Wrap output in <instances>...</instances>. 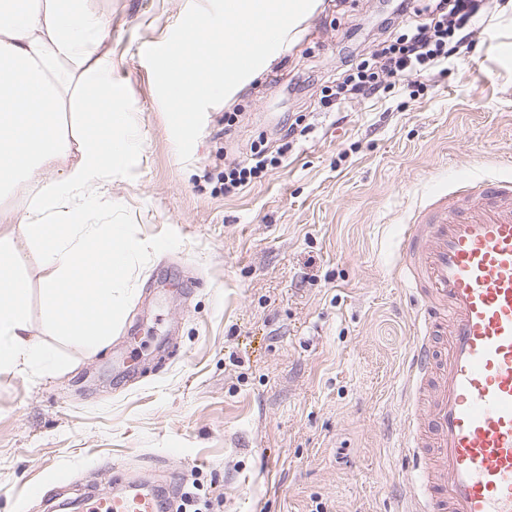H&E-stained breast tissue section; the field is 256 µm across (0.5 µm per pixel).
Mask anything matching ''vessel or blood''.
<instances>
[{"label":"vessel or blood","instance_id":"obj_1","mask_svg":"<svg viewBox=\"0 0 512 512\" xmlns=\"http://www.w3.org/2000/svg\"><path fill=\"white\" fill-rule=\"evenodd\" d=\"M421 300L402 445L414 512H512V176L463 174L403 239ZM87 512H160L155 493L91 494Z\"/></svg>","mask_w":512,"mask_h":512}]
</instances>
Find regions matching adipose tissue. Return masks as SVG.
<instances>
[{"label": "adipose tissue", "instance_id": "1", "mask_svg": "<svg viewBox=\"0 0 512 512\" xmlns=\"http://www.w3.org/2000/svg\"><path fill=\"white\" fill-rule=\"evenodd\" d=\"M107 37L87 0H0V196L31 187L17 233L0 236V372L56 367L31 336L17 238L52 272L41 293L46 330L89 352L120 316L141 255L124 225L89 221L101 183L142 148L135 114L114 92ZM55 216L61 224L47 226Z\"/></svg>", "mask_w": 512, "mask_h": 512}]
</instances>
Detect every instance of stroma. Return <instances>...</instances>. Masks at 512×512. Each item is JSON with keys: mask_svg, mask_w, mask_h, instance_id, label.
Wrapping results in <instances>:
<instances>
[{"mask_svg": "<svg viewBox=\"0 0 512 512\" xmlns=\"http://www.w3.org/2000/svg\"><path fill=\"white\" fill-rule=\"evenodd\" d=\"M489 0L472 42L411 96L320 102L324 82L371 52L393 0H314L282 48L208 109L181 161L146 47L192 0H89L107 23L113 77L143 148L99 189L100 224L128 225L144 257L103 349L48 335L44 269L20 244L33 337L57 366L0 374V512H48L58 492L163 478L172 504L209 512H402L416 473L398 446L415 302L395 275L416 206L465 171L512 173V16ZM234 114L232 133L224 116ZM309 132L234 194L216 151Z\"/></svg>", "mask_w": 512, "mask_h": 512, "instance_id": "1", "label": "stroma"}]
</instances>
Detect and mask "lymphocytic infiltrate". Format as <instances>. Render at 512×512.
Instances as JSON below:
<instances>
[{
    "instance_id": "lymphocytic-infiltrate-1",
    "label": "lymphocytic infiltrate",
    "mask_w": 512,
    "mask_h": 512,
    "mask_svg": "<svg viewBox=\"0 0 512 512\" xmlns=\"http://www.w3.org/2000/svg\"><path fill=\"white\" fill-rule=\"evenodd\" d=\"M485 4L486 0H400L396 10L408 17V24L397 36L382 39L374 51L356 55L344 76L322 94L323 103L383 99L390 96L397 81L447 67L457 60L461 48L471 44ZM269 163L266 146L252 144L246 162L225 163V192L262 177Z\"/></svg>"
}]
</instances>
